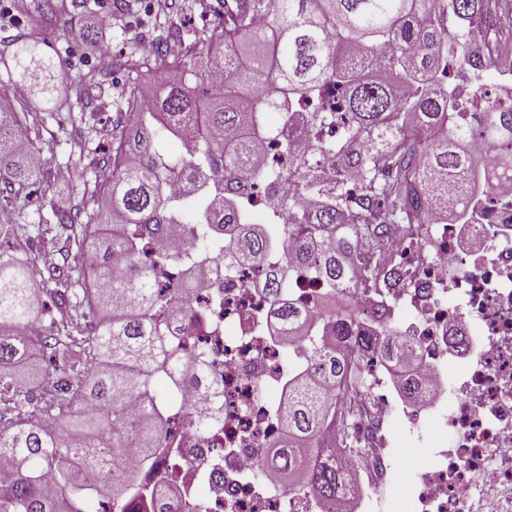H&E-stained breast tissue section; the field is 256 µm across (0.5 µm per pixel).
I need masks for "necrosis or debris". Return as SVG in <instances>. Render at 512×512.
Listing matches in <instances>:
<instances>
[{
  "label": "necrosis or debris",
  "mask_w": 512,
  "mask_h": 512,
  "mask_svg": "<svg viewBox=\"0 0 512 512\" xmlns=\"http://www.w3.org/2000/svg\"><path fill=\"white\" fill-rule=\"evenodd\" d=\"M415 246L418 284L391 294L423 392L404 403L392 365L373 362L371 386L351 389L346 405L374 414L358 424L357 450L337 449L336 458L363 502L401 479L405 512H512V197L483 201L472 229L423 225ZM223 264V278L207 274L194 294L202 306L220 298L219 318L195 328L182 356L190 365L208 360L224 391L223 422L200 433L194 387L178 394L174 437L192 456L176 482L201 512H331L327 501L253 479L258 443L283 432L285 359L268 332L267 303L252 288L255 270L228 256ZM400 412L428 435L415 467H403L394 450Z\"/></svg>",
  "instance_id": "obj_1"
}]
</instances>
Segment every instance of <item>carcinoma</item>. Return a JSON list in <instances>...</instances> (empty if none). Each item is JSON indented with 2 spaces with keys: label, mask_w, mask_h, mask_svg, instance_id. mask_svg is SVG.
<instances>
[{
  "label": "carcinoma",
  "mask_w": 512,
  "mask_h": 512,
  "mask_svg": "<svg viewBox=\"0 0 512 512\" xmlns=\"http://www.w3.org/2000/svg\"><path fill=\"white\" fill-rule=\"evenodd\" d=\"M91 0H40L26 13L42 30ZM215 20L183 33L171 24L156 58L134 53L111 60L126 70L125 111L91 196L55 213L66 253L91 247L98 263L37 269L30 255L0 254V512H86L94 495L108 512H125L137 498L151 512H197L175 485L182 456L173 447L171 405L156 382L174 392L186 373L179 360L192 324L218 313L219 302L196 307L192 292L213 254L233 248L237 262L260 267L282 243L281 264L261 272L257 289L269 303L274 340L285 349L295 337L310 341L309 359L288 367L287 400L280 403L284 434L263 450L257 477L302 475L296 488L341 503L349 474L336 464V447H357L337 423L343 408L327 379L346 389L370 382L361 356L380 352L393 364L411 362L392 327L390 288L414 283L413 272L383 264L395 234L412 236L431 220L469 224L487 183L512 187V105L463 112L454 79L491 65L494 51L473 55L471 42L486 25L512 19V0H206ZM464 25L452 31L448 16ZM38 41L15 44L9 80L51 77L37 56ZM194 77L195 85L161 83L145 99L141 73L157 62ZM76 83L103 88L101 70L80 72ZM336 87V114L302 105ZM288 113L284 163L259 166L266 110ZM342 123L334 139L322 132L331 117ZM196 139L177 159L160 150L182 140L186 124ZM43 120L24 103L0 104V197L28 195L37 168L23 153L40 138ZM314 136L312 148L290 152L288 142ZM485 153L470 150L474 136ZM268 180L276 203L256 223L247 199ZM196 214L192 224L182 211ZM174 263L180 277L162 286L158 273ZM295 276L319 284L326 297L361 288L379 297L365 318L350 307L310 311L289 293ZM39 293L52 305L38 306ZM45 317L49 334L22 328ZM48 359L41 383L56 391L33 404L39 387L20 371ZM97 370L73 382L57 370ZM224 395L212 388L197 401L195 428L219 423ZM168 465L151 479L155 459ZM112 473L100 483L73 463ZM53 478L59 492L45 490Z\"/></svg>",
  "instance_id": "cac0c4a2"
}]
</instances>
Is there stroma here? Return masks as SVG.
Wrapping results in <instances>:
<instances>
[{
    "label": "stroma",
    "instance_id": "obj_1",
    "mask_svg": "<svg viewBox=\"0 0 512 512\" xmlns=\"http://www.w3.org/2000/svg\"><path fill=\"white\" fill-rule=\"evenodd\" d=\"M154 0H137L132 13L112 12L111 0H99L92 12H76L74 18H62L39 33L38 41L58 69L63 88L69 89L74 112L96 111L94 126L60 118L53 101L29 90L25 97L44 119L39 144L43 163L29 188L28 199L19 200L12 214L14 223L41 224L45 230L31 237L0 239L1 252L28 253L37 256L39 265L61 262L43 256L42 245L52 242L59 249L64 237L54 228V211L68 208L91 188L96 168L106 158L117 132L120 95L127 82L123 70L113 69L105 78L102 92L73 89L71 81L78 70L101 68L105 58L139 52L142 44L156 42L161 15Z\"/></svg>",
    "mask_w": 512,
    "mask_h": 512
}]
</instances>
